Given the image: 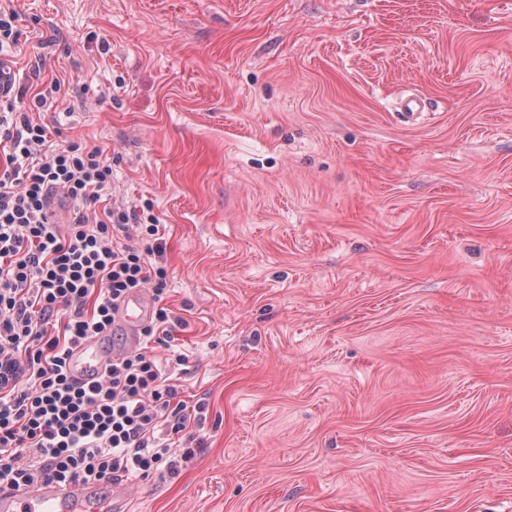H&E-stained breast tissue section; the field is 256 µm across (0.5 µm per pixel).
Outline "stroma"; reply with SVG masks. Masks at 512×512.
I'll use <instances>...</instances> for the list:
<instances>
[{"label":"stroma","instance_id":"obj_1","mask_svg":"<svg viewBox=\"0 0 512 512\" xmlns=\"http://www.w3.org/2000/svg\"><path fill=\"white\" fill-rule=\"evenodd\" d=\"M11 5L167 226L204 444L126 512H512V0Z\"/></svg>","mask_w":512,"mask_h":512}]
</instances>
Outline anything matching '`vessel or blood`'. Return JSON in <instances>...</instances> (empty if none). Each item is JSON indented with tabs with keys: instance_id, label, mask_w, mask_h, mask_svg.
<instances>
[{
	"instance_id": "obj_1",
	"label": "vessel or blood",
	"mask_w": 512,
	"mask_h": 512,
	"mask_svg": "<svg viewBox=\"0 0 512 512\" xmlns=\"http://www.w3.org/2000/svg\"><path fill=\"white\" fill-rule=\"evenodd\" d=\"M151 309L152 300L146 292L128 294L115 313V326L123 346H116L109 337L98 336L75 347L68 358L70 374L86 384L97 381L121 350L136 347L138 333ZM122 500L119 494L101 495L95 486L64 489L48 483L20 490H0V512H115Z\"/></svg>"
}]
</instances>
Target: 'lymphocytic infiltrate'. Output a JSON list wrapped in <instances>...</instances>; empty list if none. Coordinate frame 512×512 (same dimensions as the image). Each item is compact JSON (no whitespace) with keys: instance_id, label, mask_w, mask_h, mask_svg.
Wrapping results in <instances>:
<instances>
[{"instance_id":"obj_1","label":"lymphocytic infiltrate","mask_w":512,"mask_h":512,"mask_svg":"<svg viewBox=\"0 0 512 512\" xmlns=\"http://www.w3.org/2000/svg\"><path fill=\"white\" fill-rule=\"evenodd\" d=\"M17 19L0 4V489L176 472L196 454L192 428L206 405L180 397L190 356L172 347L183 320L166 305V226L152 205H113L106 148L57 142L59 127L34 120L57 111L69 83L55 77L35 91L9 66ZM57 193L71 223L49 220ZM143 288L156 308L137 347L99 381L77 382L66 367L72 348L107 335L116 304Z\"/></svg>"}]
</instances>
